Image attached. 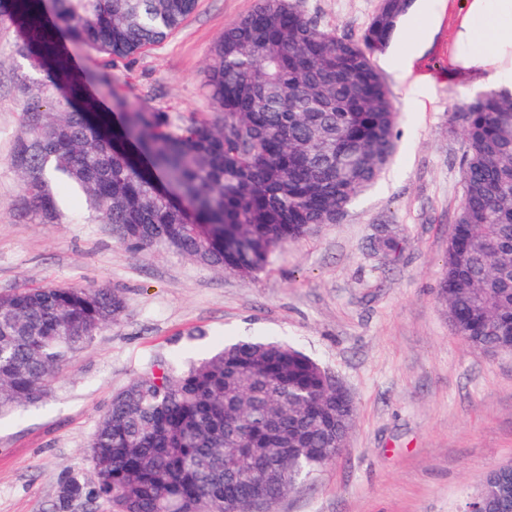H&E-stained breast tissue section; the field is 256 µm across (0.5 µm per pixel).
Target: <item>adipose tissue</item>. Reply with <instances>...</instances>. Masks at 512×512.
<instances>
[{
    "label": "adipose tissue",
    "mask_w": 512,
    "mask_h": 512,
    "mask_svg": "<svg viewBox=\"0 0 512 512\" xmlns=\"http://www.w3.org/2000/svg\"><path fill=\"white\" fill-rule=\"evenodd\" d=\"M453 67L475 83L512 93V0H459Z\"/></svg>",
    "instance_id": "1"
}]
</instances>
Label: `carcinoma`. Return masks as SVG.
<instances>
[{"instance_id":"carcinoma-1","label":"carcinoma","mask_w":512,"mask_h":512,"mask_svg":"<svg viewBox=\"0 0 512 512\" xmlns=\"http://www.w3.org/2000/svg\"><path fill=\"white\" fill-rule=\"evenodd\" d=\"M198 0H7L19 54L26 135L12 162L45 224L64 217L61 190L129 249L161 245L251 276L273 251L336 224L397 146L392 94L373 64L403 0H384L357 40L323 30L288 0H257L224 29L206 70L218 119L135 105L73 52L112 64L176 32ZM111 106L103 109L100 98ZM463 198L448 239L439 297L454 332L476 350L507 348L512 322V94L457 107ZM125 298L103 287L22 288L0 296V413L47 394L52 374ZM355 409L336 405L327 372L286 343L239 340L187 368L151 366L112 398L91 439L96 481L63 474L54 512H251L309 480L341 453ZM280 466L288 485L267 484ZM484 512L512 483L483 486Z\"/></svg>"}]
</instances>
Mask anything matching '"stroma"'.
Segmentation results:
<instances>
[{
    "instance_id": "obj_1",
    "label": "stroma",
    "mask_w": 512,
    "mask_h": 512,
    "mask_svg": "<svg viewBox=\"0 0 512 512\" xmlns=\"http://www.w3.org/2000/svg\"><path fill=\"white\" fill-rule=\"evenodd\" d=\"M292 2L355 40L379 0ZM255 4L198 0L166 41L112 66L115 85L138 104L214 118L204 88L211 49ZM458 20L449 5L408 64L391 68L387 51L375 53L397 114L396 154L339 223L277 248L248 277L165 247L130 251L74 196L63 223L41 222L11 162L24 132L18 86L32 71L18 30L0 21V295L82 285L126 299L120 320L70 358L41 403L0 417V512H53L64 471L93 480L98 420L151 362L182 367L242 339L297 347L356 405L339 457L273 512H464L488 471L512 462V353L476 351L454 333L438 297L466 151L449 119L480 91L452 73ZM383 230L401 240L396 261L373 250Z\"/></svg>"
}]
</instances>
